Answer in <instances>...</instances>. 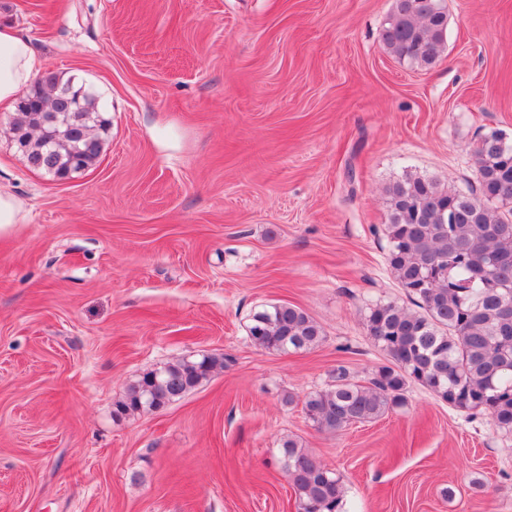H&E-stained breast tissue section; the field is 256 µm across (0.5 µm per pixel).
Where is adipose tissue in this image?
<instances>
[{"mask_svg":"<svg viewBox=\"0 0 512 512\" xmlns=\"http://www.w3.org/2000/svg\"><path fill=\"white\" fill-rule=\"evenodd\" d=\"M40 67L30 42L14 28L0 25V108H10Z\"/></svg>","mask_w":512,"mask_h":512,"instance_id":"obj_1","label":"adipose tissue"}]
</instances>
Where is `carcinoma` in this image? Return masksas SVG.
Wrapping results in <instances>:
<instances>
[{
    "label": "carcinoma",
    "instance_id": "cac0c4a2",
    "mask_svg": "<svg viewBox=\"0 0 512 512\" xmlns=\"http://www.w3.org/2000/svg\"><path fill=\"white\" fill-rule=\"evenodd\" d=\"M443 0H395L381 31L386 51L428 68L445 49ZM109 120L89 91L54 72L20 99L12 133L34 170L64 179L92 166ZM478 192L407 176L386 188L387 263L416 308L393 302L371 309L364 329L385 354L364 382L339 365L326 388L307 394L303 412L321 433L376 420L406 403L416 383L460 412H484L512 432V143L498 131L473 147ZM258 347L286 353L319 346L323 330L288 303L255 313ZM224 368V356L183 358L140 375L116 402L118 415L162 409ZM297 512H343L345 487L297 440L281 443Z\"/></svg>",
    "mask_w": 512,
    "mask_h": 512
}]
</instances>
